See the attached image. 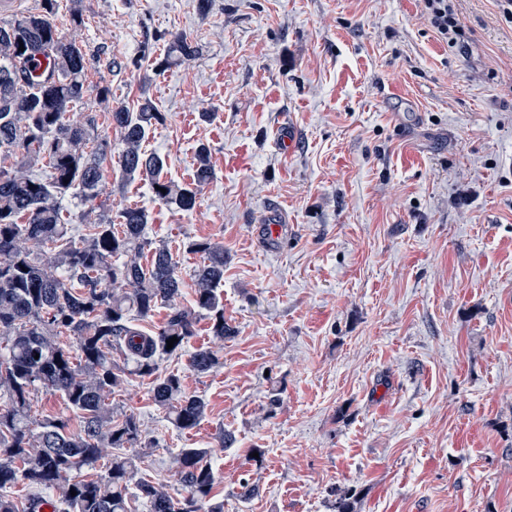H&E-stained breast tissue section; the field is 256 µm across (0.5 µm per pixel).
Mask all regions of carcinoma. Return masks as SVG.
<instances>
[{
    "mask_svg": "<svg viewBox=\"0 0 512 512\" xmlns=\"http://www.w3.org/2000/svg\"><path fill=\"white\" fill-rule=\"evenodd\" d=\"M55 8L56 0H43L39 12L0 20V157L14 159L11 169H0L6 174L0 179V512H41L42 495L20 506L2 494L19 482L51 492L56 512H131L133 497L149 512H224V502L212 495L209 450L183 448L171 457L186 490L181 498L138 476L134 458L112 454L115 448L151 449L138 418L106 402L133 373L153 378V402L176 428L192 429L205 417L204 401L185 393L181 376H161L158 369L164 356L186 355L199 373L216 365L211 349L186 350L199 318L209 320L220 340L233 334L221 296L224 245H188L202 261L194 271L192 305L184 307L169 246L153 247L143 261L150 245L145 209L127 206L117 223L100 213L78 236L64 223L61 200L75 194L93 202L112 149L93 118L69 116L81 100L73 88H86L87 65L82 49L55 24ZM172 51L180 62L198 54L184 34L174 35ZM37 56L50 62L45 76L31 68ZM110 119L120 133L122 174L149 181L159 202L193 210L200 189L214 178L208 148L198 149L193 182L179 185L162 177L163 159L144 149L149 131L162 121L150 99L133 109L114 107ZM35 167L45 177L30 175ZM160 307L170 310L166 322L141 330L137 322ZM64 336L76 340L79 363L62 346ZM41 390L60 394L78 414L79 427L70 428L63 416H32V396Z\"/></svg>",
    "mask_w": 512,
    "mask_h": 512,
    "instance_id": "obj_1",
    "label": "carcinoma"
}]
</instances>
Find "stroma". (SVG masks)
<instances>
[{"label":"stroma","mask_w":512,"mask_h":512,"mask_svg":"<svg viewBox=\"0 0 512 512\" xmlns=\"http://www.w3.org/2000/svg\"><path fill=\"white\" fill-rule=\"evenodd\" d=\"M463 43L418 0H82L56 23L86 54L75 107L120 151L109 108L147 97L164 122L145 146L191 180L193 211L103 169L99 205L144 208L192 301L198 254L224 244V319L200 320V374L162 358L205 420L176 429L135 377L113 403L151 453L140 475L183 488L182 448L209 449L224 512H512V22L497 0H458ZM195 59L161 68L174 34ZM108 97H100L101 87ZM211 113L203 121L201 113ZM293 148L281 143L285 131ZM281 224L277 249L259 228ZM232 440L221 444L220 434Z\"/></svg>","instance_id":"stroma-1"}]
</instances>
